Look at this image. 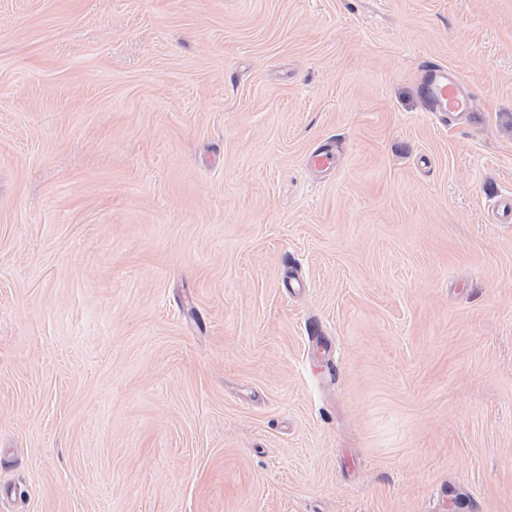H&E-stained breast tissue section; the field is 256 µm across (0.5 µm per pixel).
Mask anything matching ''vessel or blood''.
<instances>
[{"mask_svg": "<svg viewBox=\"0 0 512 512\" xmlns=\"http://www.w3.org/2000/svg\"><path fill=\"white\" fill-rule=\"evenodd\" d=\"M419 90L429 111L446 120L471 112L474 108L471 91L452 69L444 65H425Z\"/></svg>", "mask_w": 512, "mask_h": 512, "instance_id": "obj_1", "label": "vessel or blood"}]
</instances>
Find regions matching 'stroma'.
<instances>
[{
    "label": "stroma",
    "instance_id": "obj_1",
    "mask_svg": "<svg viewBox=\"0 0 512 512\" xmlns=\"http://www.w3.org/2000/svg\"><path fill=\"white\" fill-rule=\"evenodd\" d=\"M509 195L512 0H0V512H512ZM419 90L429 112H434L445 121L473 111L471 91L457 74L445 65H425L421 72Z\"/></svg>",
    "mask_w": 512,
    "mask_h": 512
}]
</instances>
